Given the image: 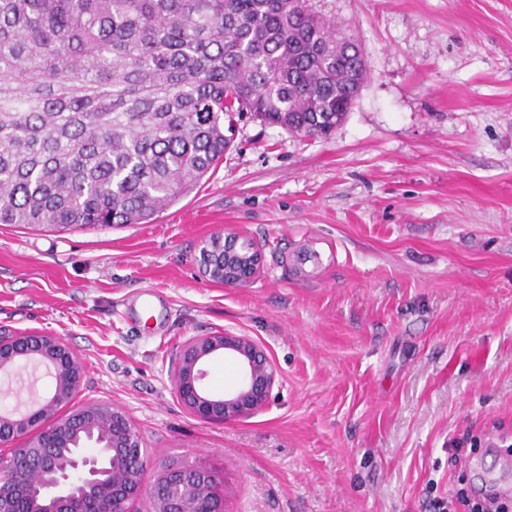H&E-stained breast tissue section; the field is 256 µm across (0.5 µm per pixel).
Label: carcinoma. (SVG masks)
I'll return each mask as SVG.
<instances>
[{
	"label": "carcinoma",
	"instance_id": "obj_1",
	"mask_svg": "<svg viewBox=\"0 0 512 512\" xmlns=\"http://www.w3.org/2000/svg\"><path fill=\"white\" fill-rule=\"evenodd\" d=\"M368 77L311 0H0V224H143L233 115L327 136Z\"/></svg>",
	"mask_w": 512,
	"mask_h": 512
}]
</instances>
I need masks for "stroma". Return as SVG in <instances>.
<instances>
[{
  "mask_svg": "<svg viewBox=\"0 0 512 512\" xmlns=\"http://www.w3.org/2000/svg\"><path fill=\"white\" fill-rule=\"evenodd\" d=\"M313 3L371 72L332 134L246 114L150 223L0 224V333L63 338L78 402L125 411L152 471L219 470L227 512H432L512 445V0ZM227 233L262 253L246 285L200 266ZM225 331L279 382L262 413L210 423L171 370Z\"/></svg>",
  "mask_w": 512,
  "mask_h": 512,
  "instance_id": "obj_1",
  "label": "stroma"
}]
</instances>
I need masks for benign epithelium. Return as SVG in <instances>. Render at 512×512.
Returning <instances> with one entry per match:
<instances>
[{"label":"benign epithelium","instance_id":"7a95c632","mask_svg":"<svg viewBox=\"0 0 512 512\" xmlns=\"http://www.w3.org/2000/svg\"><path fill=\"white\" fill-rule=\"evenodd\" d=\"M218 252L205 245L203 269L214 282L243 286L259 270L261 254L235 234L219 235ZM231 354L240 362L239 386L224 395L203 384L204 365ZM43 367L50 390L24 406L0 407V512H134L148 497L152 512H225V479L213 468L180 465L154 476L136 428L111 407L76 404L83 378L81 362L58 336L19 333L0 336V376ZM171 380L178 401L207 422L252 418L270 403L278 371L265 350L247 336H193L182 345ZM69 413L51 425L60 409Z\"/></svg>","mask_w":512,"mask_h":512}]
</instances>
